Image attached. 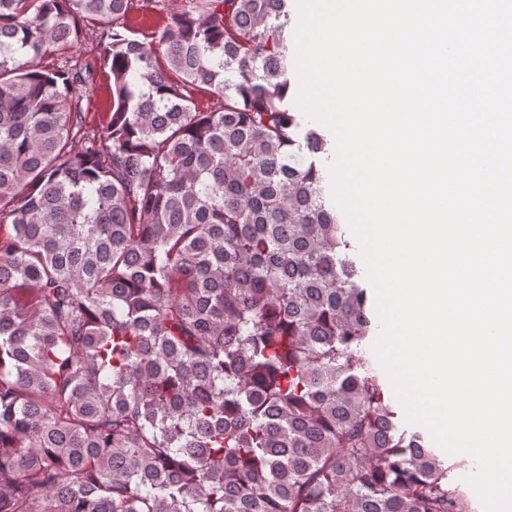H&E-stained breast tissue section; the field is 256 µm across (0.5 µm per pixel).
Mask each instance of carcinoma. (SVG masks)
<instances>
[{"label":"carcinoma","instance_id":"1","mask_svg":"<svg viewBox=\"0 0 512 512\" xmlns=\"http://www.w3.org/2000/svg\"><path fill=\"white\" fill-rule=\"evenodd\" d=\"M185 2L0 0V512H472L360 356L286 0ZM158 3L150 0H132L129 13L130 25L138 31V37L145 42H151L158 36V31L164 25V18L178 12L184 0H160ZM161 9V10H160ZM82 106L90 130L97 129L105 112H110L112 103V78L98 71L92 85L83 90Z\"/></svg>","mask_w":512,"mask_h":512}]
</instances>
